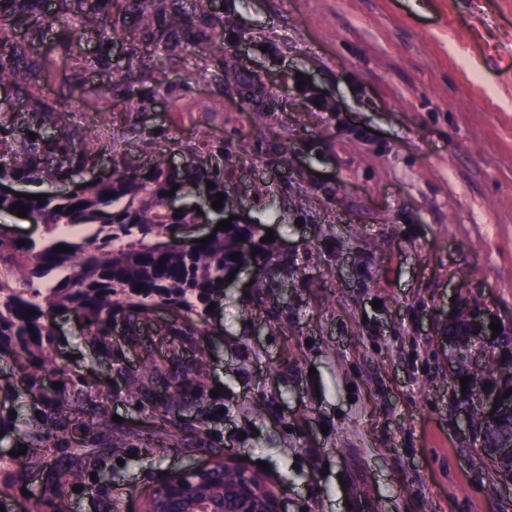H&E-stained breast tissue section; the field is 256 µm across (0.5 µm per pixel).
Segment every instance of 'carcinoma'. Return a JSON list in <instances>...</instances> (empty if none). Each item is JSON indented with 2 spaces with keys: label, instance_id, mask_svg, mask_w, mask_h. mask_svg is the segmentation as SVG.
<instances>
[{
  "label": "carcinoma",
  "instance_id": "1",
  "mask_svg": "<svg viewBox=\"0 0 512 512\" xmlns=\"http://www.w3.org/2000/svg\"><path fill=\"white\" fill-rule=\"evenodd\" d=\"M28 2L0 0L1 54H17L16 28L29 16ZM88 2L90 8L81 24L92 28L112 0ZM124 2L125 13L134 16L143 40L155 45L158 60L171 59L183 47L224 57L221 30L183 41L192 19L178 0ZM40 68L38 62L24 70H8L0 65V80L8 72L14 83L24 86L27 111L35 114L41 128L53 134L58 128V110L41 100L30 85L31 75ZM153 168L147 179L115 169L109 180L89 181L75 194H49L42 201L0 196V210L26 206L43 228L40 239H26L22 245L15 238L0 236V354L7 351L23 358L22 373L34 402L51 408L44 423L48 433L75 420L79 430L112 443V434L99 417L88 421L78 418L79 410L64 389L45 384L41 369L55 341L52 319L56 314H79L88 335L108 348L112 316H122L128 338L136 342L143 329L152 325L155 308L166 305L178 314L180 335L190 336L196 319L207 311L213 296L223 290L224 274L237 266L230 255L243 252L248 245L256 250L255 259L265 262L276 252L275 243L261 241V224H234L189 251L179 247L183 229L197 221L195 208L188 205L180 212H170L165 209L164 200L175 185L204 182L214 184L210 201H216V194L224 193V152L209 156L205 164L192 160L181 169L170 167L160 154L155 157ZM46 177L53 174L42 165L35 143L10 153V162L0 168L1 179L39 184ZM71 205L77 209L69 213ZM58 245L69 247L70 252H53ZM139 285L144 289L136 290ZM31 310L35 314H29ZM31 328L36 334L29 333ZM487 371L494 378L512 381V361L493 356L487 362ZM205 373L206 365L200 358L183 362L173 352L159 360L147 349L133 381L149 398L154 396L158 381L167 382V397L152 402L165 420L174 403L201 398ZM100 460L99 448L74 449L58 460L50 475L49 489L60 492L77 482L84 469L98 466Z\"/></svg>",
  "mask_w": 512,
  "mask_h": 512
}]
</instances>
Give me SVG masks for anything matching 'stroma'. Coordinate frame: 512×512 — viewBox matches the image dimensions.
I'll return each mask as SVG.
<instances>
[{
  "mask_svg": "<svg viewBox=\"0 0 512 512\" xmlns=\"http://www.w3.org/2000/svg\"><path fill=\"white\" fill-rule=\"evenodd\" d=\"M197 2L180 0L198 29L223 28V57L162 65L117 2L98 28L64 30L54 0H38L12 64H49L35 88L61 111L56 138L0 83V152L32 134L48 160L83 158L52 190L117 165L147 172V141L176 166L220 150L238 217L271 228L278 248L214 296L183 350L206 360V392L174 406L166 437L128 382L140 348L122 321L106 355L77 315L57 316L47 378L83 417L104 406L117 421L95 478L44 512H137L161 472L215 450L269 464L285 512H357L358 491L368 512H512V492L471 463L447 342L461 305L512 327V0ZM127 65L139 91L115 78ZM245 70L258 97L240 92ZM0 417L11 512H29L57 458L102 445L73 425L39 440L14 359L0 364Z\"/></svg>",
  "mask_w": 512,
  "mask_h": 512,
  "instance_id": "1",
  "label": "stroma"
}]
</instances>
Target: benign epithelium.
I'll list each match as a JSON object with an SVG mask.
<instances>
[{
    "instance_id": "benign-epithelium-1",
    "label": "benign epithelium",
    "mask_w": 512,
    "mask_h": 512,
    "mask_svg": "<svg viewBox=\"0 0 512 512\" xmlns=\"http://www.w3.org/2000/svg\"><path fill=\"white\" fill-rule=\"evenodd\" d=\"M457 320L465 322L458 332L448 333V360L452 374L470 377L466 388L453 386L456 408L473 447L485 448V428L505 415L512 416V394L487 373L491 352L512 359V342L505 331L489 328L498 322L489 309L476 305L463 311ZM480 415L483 424L472 423ZM499 480L512 484V432L502 434L491 451ZM141 512H284L282 501L268 475L257 472L226 454H215L204 464L171 474L144 499Z\"/></svg>"
}]
</instances>
